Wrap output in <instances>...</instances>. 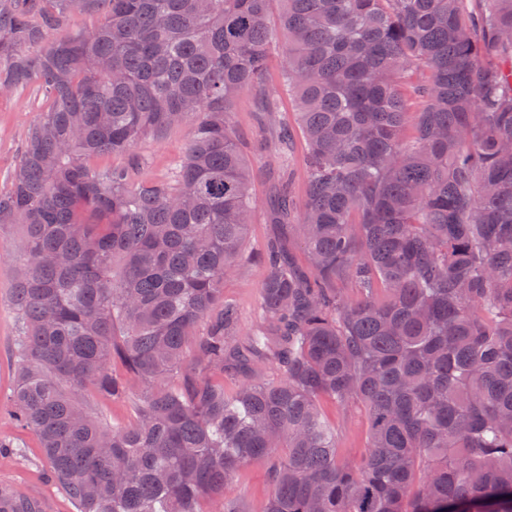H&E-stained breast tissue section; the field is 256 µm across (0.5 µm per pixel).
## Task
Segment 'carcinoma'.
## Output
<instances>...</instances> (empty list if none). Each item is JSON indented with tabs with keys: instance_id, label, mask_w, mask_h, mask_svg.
<instances>
[{
	"instance_id": "carcinoma-1",
	"label": "carcinoma",
	"mask_w": 512,
	"mask_h": 512,
	"mask_svg": "<svg viewBox=\"0 0 512 512\" xmlns=\"http://www.w3.org/2000/svg\"><path fill=\"white\" fill-rule=\"evenodd\" d=\"M280 32L291 124L267 85ZM30 86L0 190L23 228L9 414L76 512H243L224 485L250 464L262 512H512V0H0V93ZM244 91L290 243L264 253L249 334L224 299L255 209ZM182 126L143 176L139 145ZM325 401L367 411L358 458ZM0 512L43 509L0 486ZM189 139V129L178 127L160 139L146 140L141 148V153L148 161V167L143 170L148 178H163L169 165L177 160L184 152ZM93 411L105 419L112 422V419L125 420L129 417V409L122 402H113L112 400H93Z\"/></svg>"
}]
</instances>
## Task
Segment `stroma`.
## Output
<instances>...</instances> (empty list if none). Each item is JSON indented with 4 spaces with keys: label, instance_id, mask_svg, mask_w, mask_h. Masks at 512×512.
I'll return each instance as SVG.
<instances>
[{
    "label": "stroma",
    "instance_id": "35a3bbf8",
    "mask_svg": "<svg viewBox=\"0 0 512 512\" xmlns=\"http://www.w3.org/2000/svg\"><path fill=\"white\" fill-rule=\"evenodd\" d=\"M40 107L34 89L0 96V189L6 188L18 164L27 130ZM235 135L251 175L252 195L256 202L241 261L240 273L224 282V295L233 300L240 314V328L250 331L259 312V288L264 268L259 255L269 241L278 237L280 227L271 213L270 198L277 179L278 160L260 141V104L251 93L239 95L236 103ZM189 130L178 127L157 140H146L141 148L148 161L143 174L163 178L170 164L184 152ZM12 278L6 263L0 262V437L22 444V460L9 466L0 465V484L38 497L45 512H75L74 505L55 487L35 438L19 431L10 420V396L13 388L14 342L17 322L11 305ZM327 415L336 423L337 442L344 457H358L367 445L368 422L363 409L355 404L346 408L326 405ZM227 496L243 502L247 512H261L268 495L266 470L261 465L239 469L225 487Z\"/></svg>",
    "mask_w": 512,
    "mask_h": 512
}]
</instances>
